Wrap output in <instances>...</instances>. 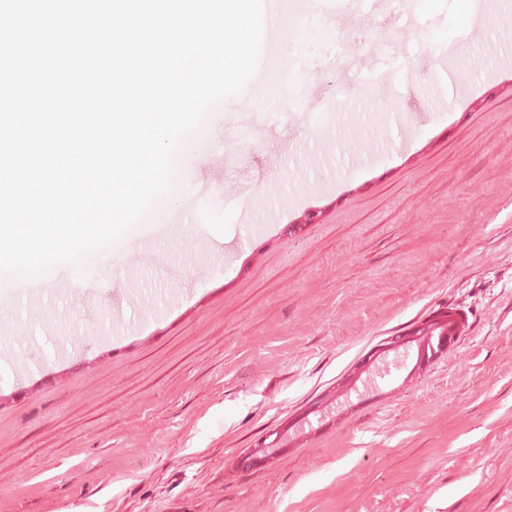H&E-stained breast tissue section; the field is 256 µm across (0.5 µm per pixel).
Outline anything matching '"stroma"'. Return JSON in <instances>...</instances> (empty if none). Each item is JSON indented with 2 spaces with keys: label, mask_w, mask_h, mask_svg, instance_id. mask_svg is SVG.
<instances>
[{
  "label": "stroma",
  "mask_w": 512,
  "mask_h": 512,
  "mask_svg": "<svg viewBox=\"0 0 512 512\" xmlns=\"http://www.w3.org/2000/svg\"><path fill=\"white\" fill-rule=\"evenodd\" d=\"M456 8L342 32L282 16L184 149L176 206L83 270L0 278V512H512V0H476L481 39L449 32ZM376 35L390 47L372 56ZM278 72L289 94L316 81L321 111H256ZM230 118L282 148L204 187L196 154L228 152ZM146 241L167 265L135 274V307L91 310ZM449 306L468 321L420 375L322 408L370 349Z\"/></svg>",
  "instance_id": "1"
}]
</instances>
